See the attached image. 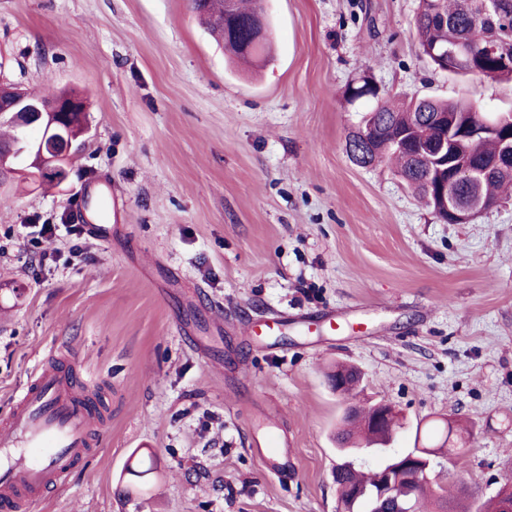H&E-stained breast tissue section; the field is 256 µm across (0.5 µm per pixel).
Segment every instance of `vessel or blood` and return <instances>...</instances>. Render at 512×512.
<instances>
[{
    "label": "vessel or blood",
    "mask_w": 512,
    "mask_h": 512,
    "mask_svg": "<svg viewBox=\"0 0 512 512\" xmlns=\"http://www.w3.org/2000/svg\"><path fill=\"white\" fill-rule=\"evenodd\" d=\"M61 348L41 360L32 381L0 421V512H28L32 501L66 485L94 442L86 406L92 379Z\"/></svg>",
    "instance_id": "vessel-or-blood-1"
}]
</instances>
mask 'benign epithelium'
<instances>
[{
  "label": "benign epithelium",
  "mask_w": 512,
  "mask_h": 512,
  "mask_svg": "<svg viewBox=\"0 0 512 512\" xmlns=\"http://www.w3.org/2000/svg\"><path fill=\"white\" fill-rule=\"evenodd\" d=\"M265 0H255L256 14L253 26L259 30V39L268 36ZM468 49L459 45L451 49L431 51L432 56L440 63L439 69L448 73L458 70L464 62ZM75 103L67 100L45 99L27 90L4 86L0 88V122L15 124L23 130L25 146L21 149L11 148L3 151V164L10 165L15 173H27L31 169L50 175L53 173L50 163L63 158L75 146L74 139L62 132L64 124L62 113L74 107ZM442 122L448 128V140L442 142L423 141L421 143L403 140L401 149L412 146L410 158L425 156L432 160L430 170L446 166L445 175L432 179L430 189L443 203L441 219L450 224H464L482 211V203H463L448 193V187L460 178L475 180L485 175L484 169L467 158L462 157L455 149L454 141L465 136L469 139L495 138L503 149V159L512 163V126L504 127L475 112L473 117L461 119L457 114L443 117ZM397 413L392 404L379 401L370 408V419L365 424L366 432L373 438L374 444L389 447L396 424ZM433 461L424 460L414 452L392 453L387 462L377 470L374 485L365 490H354L349 497L339 500L338 512H352V504L364 496L370 497L374 507L380 512H387L393 506L399 512H406V503L395 496V488L400 479L409 482L429 476Z\"/></svg>",
  "instance_id": "1"
}]
</instances>
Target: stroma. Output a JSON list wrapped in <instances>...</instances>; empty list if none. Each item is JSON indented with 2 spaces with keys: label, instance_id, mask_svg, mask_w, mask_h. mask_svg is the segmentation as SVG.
<instances>
[{
  "label": "stroma",
  "instance_id": "35a3bbf8",
  "mask_svg": "<svg viewBox=\"0 0 512 512\" xmlns=\"http://www.w3.org/2000/svg\"><path fill=\"white\" fill-rule=\"evenodd\" d=\"M418 5L266 0L275 59L254 71L190 0H0V82L77 92L90 129L62 185L0 186V419L51 349L97 378V444L31 512H336L349 402L392 403L396 453L462 432L430 479L454 512L512 478V190L449 224L345 151L362 73L393 98L512 112V82L424 58ZM102 186L115 210L85 216L108 242L69 229ZM336 362L362 372L353 398L327 384Z\"/></svg>",
  "mask_w": 512,
  "mask_h": 512
}]
</instances>
